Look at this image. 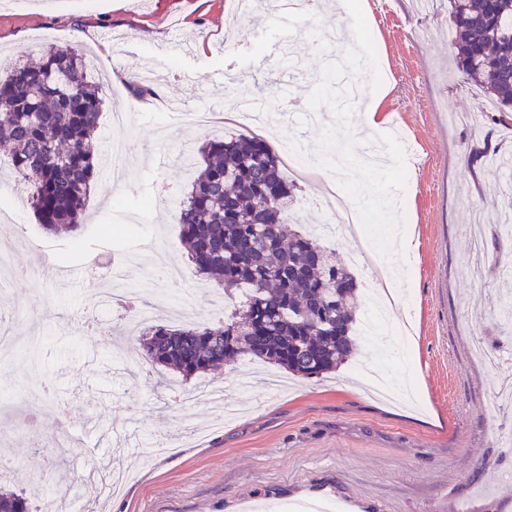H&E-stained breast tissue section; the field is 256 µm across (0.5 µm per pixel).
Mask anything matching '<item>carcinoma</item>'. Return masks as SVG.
I'll return each instance as SVG.
<instances>
[{
	"instance_id": "1",
	"label": "carcinoma",
	"mask_w": 512,
	"mask_h": 512,
	"mask_svg": "<svg viewBox=\"0 0 512 512\" xmlns=\"http://www.w3.org/2000/svg\"><path fill=\"white\" fill-rule=\"evenodd\" d=\"M461 72L499 112H512V0H448ZM104 106L88 57L41 50L35 64L0 70V147L48 233L82 224L101 170L96 144ZM186 199L180 235L200 276L238 307L218 328L154 323L137 336L150 361L186 381L244 356L302 377L328 373L357 350L358 282L336 250L293 228V185L255 136L208 141ZM0 512H28L0 491Z\"/></svg>"
}]
</instances>
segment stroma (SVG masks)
Returning <instances> with one entry per match:
<instances>
[{
	"label": "stroma",
	"mask_w": 512,
	"mask_h": 512,
	"mask_svg": "<svg viewBox=\"0 0 512 512\" xmlns=\"http://www.w3.org/2000/svg\"><path fill=\"white\" fill-rule=\"evenodd\" d=\"M236 2L0 0V66L35 60L46 45L83 47L97 60L104 87L99 148L108 151L113 135L130 146L127 175L97 180L72 236L45 233L13 178L0 172V250L10 252L14 267L0 276V325L21 341L61 331L39 356L22 354L0 368V400L12 405L0 422L22 424L0 440V457L14 463L13 472L0 474V488L23 494L32 512L48 500L55 512H241L247 505L309 512L326 504L338 512H512V408H489L504 372L471 353L478 339L512 358L498 268L512 264V236L502 227L512 197L493 192L512 181L495 164L512 156V112L486 120L491 103L455 67L447 9L424 16L412 0H361L388 88L384 129L416 150L406 165L411 194L401 213L416 246L409 301L417 344L400 362L372 361L399 344L384 334L360 341L351 360L323 376L279 371L274 393L253 377L261 363L250 358L186 382L145 358L133 343L139 331L121 309L110 314L123 348L113 360L100 335L82 325L90 311L82 290L57 287V273L155 243L183 271L194 325L226 320L231 299L196 273L180 237L172 200L186 195L194 171L177 153L239 134L263 138L279 155L286 139L311 151L321 125L333 121L326 107L321 123L303 116L314 76L354 44L352 30L336 27L335 0H324L321 17H292L278 0H257L236 38L226 39ZM145 71L156 82L138 100L129 77ZM167 99L188 110L211 107L218 118L204 128L185 123L164 111ZM245 100L276 107L277 131L241 124L234 109ZM130 101L137 104L132 123L113 130L109 114ZM285 172L300 187L293 205L299 226L314 232L326 221L323 183L308 163H286ZM160 180L171 199L149 207ZM477 214L498 265L475 264L468 226ZM104 224L131 232L109 240ZM75 237L83 242L76 257ZM325 243L344 257L363 255L353 272L360 307L368 309L378 262L363 230ZM475 306L481 319L470 316ZM49 390L68 402L65 421L27 424ZM143 436L169 447L140 455ZM112 461L132 474L121 494L89 483L77 505L46 497L48 486L69 487Z\"/></svg>",
	"instance_id": "1"
}]
</instances>
